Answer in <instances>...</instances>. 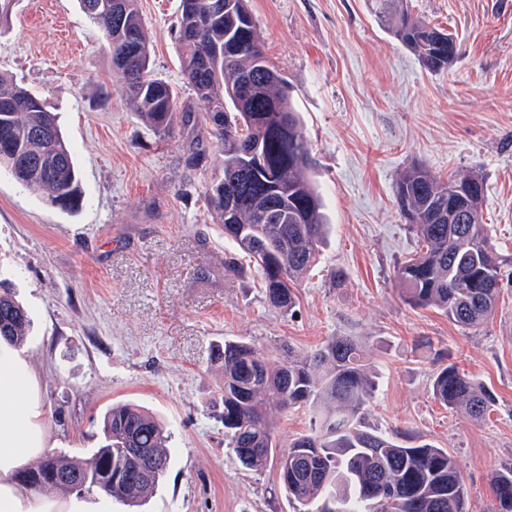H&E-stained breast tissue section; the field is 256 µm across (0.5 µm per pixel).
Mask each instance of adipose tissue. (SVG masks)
Masks as SVG:
<instances>
[{"instance_id":"obj_1","label":"adipose tissue","mask_w":512,"mask_h":512,"mask_svg":"<svg viewBox=\"0 0 512 512\" xmlns=\"http://www.w3.org/2000/svg\"><path fill=\"white\" fill-rule=\"evenodd\" d=\"M47 443L35 367L0 342V512H110L104 498L60 500L33 493L17 481L19 469L43 459Z\"/></svg>"}]
</instances>
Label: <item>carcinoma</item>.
<instances>
[{
  "mask_svg": "<svg viewBox=\"0 0 512 512\" xmlns=\"http://www.w3.org/2000/svg\"><path fill=\"white\" fill-rule=\"evenodd\" d=\"M78 2L103 33L112 73L123 80L131 104L155 132L168 131L179 115L177 101L171 86L151 75L137 0ZM400 2L371 0L377 22L427 70L448 68L452 35ZM242 12L250 14L247 0H181L180 67L224 154V177L211 182L209 204L224 236L255 264L268 302L286 313L297 283L316 264L327 224L308 175V140L298 112L269 64L255 22L241 21ZM0 167L55 207L79 206V171L56 115L2 74ZM459 187L474 188L475 196L450 219L448 203ZM396 190L422 244L395 270L404 302L437 309L465 329L483 324L495 312L505 279V259L482 221L483 181L475 175L443 179L417 166L400 176ZM269 204L274 212L257 223ZM29 322L27 310L0 284V340L22 346ZM217 358L224 360L226 447L248 470L276 464L301 512H467L463 476L448 449L405 446L399 432L366 423L378 382L355 337L330 336L310 352L289 346L275 361L246 342L226 341ZM433 393L474 418L493 402L455 364L437 368ZM271 402L313 414L309 430L283 448L268 414ZM100 440L88 461L61 453L46 457L28 470L43 476L30 488L66 495L79 486L132 506L151 495L169 464L157 420L139 405H114L103 414ZM491 483L498 512H512V463L501 465Z\"/></svg>",
  "mask_w": 512,
  "mask_h": 512,
  "instance_id": "cac0c4a2",
  "label": "carcinoma"
}]
</instances>
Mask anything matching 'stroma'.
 <instances>
[{
  "label": "stroma",
  "instance_id": "stroma-1",
  "mask_svg": "<svg viewBox=\"0 0 512 512\" xmlns=\"http://www.w3.org/2000/svg\"><path fill=\"white\" fill-rule=\"evenodd\" d=\"M455 34L459 54L426 70L368 0H248L266 55L288 83L331 226L319 262L283 314L261 276L224 269L235 251L207 200L220 145L178 61L180 0H138L151 69L189 125L155 133L113 75L104 37L77 0H13L0 72L54 112L80 173L77 210L50 205L0 170V281L27 308L48 453L90 458L112 405L164 425L170 467L149 500L112 512H294L274 469L256 473L224 441L215 351L268 359L354 336L378 371L366 422L457 460L468 512H495L493 471L512 462V283L494 315L465 330L406 305L395 279L414 251L396 181L422 165L484 183L483 221L512 257V0H407ZM206 155L202 167L192 152ZM456 364L494 397L475 420L435 399V368Z\"/></svg>",
  "mask_w": 512,
  "mask_h": 512
}]
</instances>
